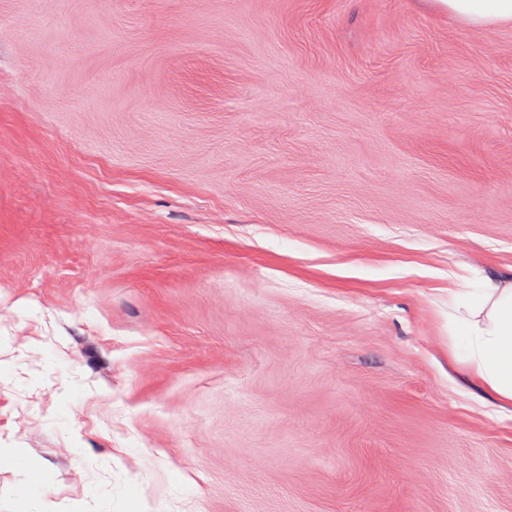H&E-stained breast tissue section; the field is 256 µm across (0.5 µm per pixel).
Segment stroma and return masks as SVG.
<instances>
[{
	"mask_svg": "<svg viewBox=\"0 0 512 512\" xmlns=\"http://www.w3.org/2000/svg\"><path fill=\"white\" fill-rule=\"evenodd\" d=\"M452 273H512V25L0 0V512H512Z\"/></svg>",
	"mask_w": 512,
	"mask_h": 512,
	"instance_id": "1",
	"label": "stroma"
}]
</instances>
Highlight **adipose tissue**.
Instances as JSON below:
<instances>
[{
  "mask_svg": "<svg viewBox=\"0 0 512 512\" xmlns=\"http://www.w3.org/2000/svg\"><path fill=\"white\" fill-rule=\"evenodd\" d=\"M467 28L512 25V0H429ZM448 330L453 357L499 400L512 403V276L487 277L449 289Z\"/></svg>",
  "mask_w": 512,
  "mask_h": 512,
  "instance_id": "adipose-tissue-1",
  "label": "adipose tissue"
}]
</instances>
